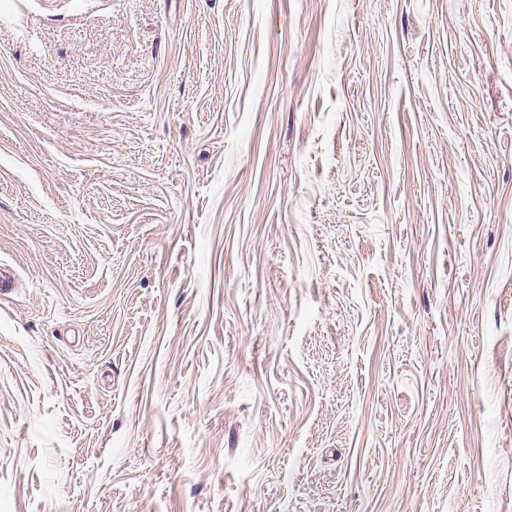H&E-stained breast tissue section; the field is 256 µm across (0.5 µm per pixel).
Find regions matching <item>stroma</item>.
<instances>
[{"mask_svg":"<svg viewBox=\"0 0 512 512\" xmlns=\"http://www.w3.org/2000/svg\"><path fill=\"white\" fill-rule=\"evenodd\" d=\"M0 512H512V0H0Z\"/></svg>","mask_w":512,"mask_h":512,"instance_id":"obj_1","label":"stroma"}]
</instances>
